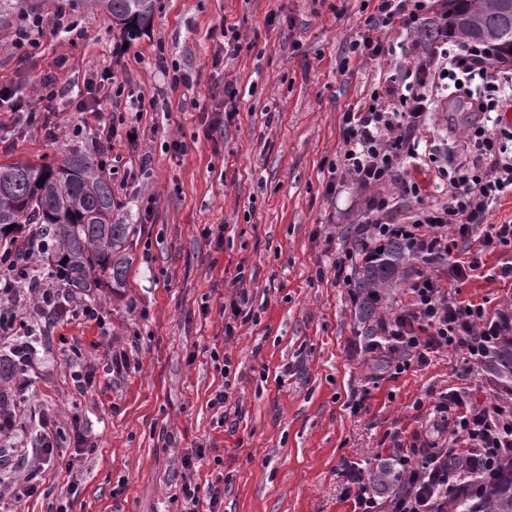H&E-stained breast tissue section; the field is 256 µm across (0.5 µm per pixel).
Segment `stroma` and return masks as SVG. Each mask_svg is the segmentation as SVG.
<instances>
[{
    "instance_id": "obj_1",
    "label": "stroma",
    "mask_w": 512,
    "mask_h": 512,
    "mask_svg": "<svg viewBox=\"0 0 512 512\" xmlns=\"http://www.w3.org/2000/svg\"><path fill=\"white\" fill-rule=\"evenodd\" d=\"M373 11V0H156L151 28L128 42L102 7L70 0L83 38L44 35L41 54L24 66L11 49L12 26L0 29V81L18 95L35 97L52 71L62 85L83 86L117 62L132 89L156 100L123 113L137 141H112L117 217L132 227L127 286L117 295L90 289L100 321L58 325L38 342L27 373L26 416L66 430L79 419L96 450L62 447L42 476L44 495L15 503V512L61 503L68 512H180L182 459L199 444L195 479L223 488V512H352L342 461L372 471L395 446L421 445L453 424L435 410L449 390L471 389L480 404L512 396L486 366L464 374L452 348L401 374L363 353L369 330L408 303V285L384 292L375 320L363 324L333 278L372 194L350 186L333 196L326 182L343 112L378 80L376 62L348 56ZM223 25L242 37L236 55L213 33ZM160 51L193 85L175 88L159 74ZM466 99L456 92L429 117L425 139L449 147L440 161L472 159ZM202 110L216 132L200 126ZM39 117L57 138L0 117V163L96 155L90 114L61 98ZM176 140L186 152H173ZM140 164L142 177L123 178ZM510 261L512 247H503L482 254L466 280H451L444 264L435 272L487 316L512 315V278L501 276ZM241 263L253 272L245 283L251 318L228 339L219 309L235 294ZM214 349L228 352L237 376L221 410L209 406L224 384ZM116 354L128 368L113 370ZM76 370L93 375L86 393L74 386Z\"/></svg>"
}]
</instances>
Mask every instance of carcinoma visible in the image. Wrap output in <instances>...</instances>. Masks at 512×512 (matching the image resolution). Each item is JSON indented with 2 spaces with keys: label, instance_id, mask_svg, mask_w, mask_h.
Instances as JSON below:
<instances>
[{
  "label": "carcinoma",
  "instance_id": "obj_1",
  "mask_svg": "<svg viewBox=\"0 0 512 512\" xmlns=\"http://www.w3.org/2000/svg\"><path fill=\"white\" fill-rule=\"evenodd\" d=\"M448 15L420 30L421 42L433 44L446 29L448 36L491 47L495 59L512 63V0H447ZM112 22L133 38L153 24L155 0H103ZM136 26H131V23ZM44 183H38V180ZM117 207L112 181L95 158L74 154L60 166L29 162L0 164V241L10 244L7 227L34 224L44 248L56 257L54 273L71 288H86L101 280L112 293L126 287L130 255V225L114 219ZM411 270L410 251L393 240L356 269L351 283L360 319L370 320L378 298ZM490 369L501 383L512 384V342L496 351ZM448 512H512V460L497 479L474 498H455Z\"/></svg>",
  "mask_w": 512,
  "mask_h": 512
}]
</instances>
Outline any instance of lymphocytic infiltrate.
Wrapping results in <instances>:
<instances>
[{
	"label": "lymphocytic infiltrate",
	"mask_w": 512,
	"mask_h": 512,
	"mask_svg": "<svg viewBox=\"0 0 512 512\" xmlns=\"http://www.w3.org/2000/svg\"><path fill=\"white\" fill-rule=\"evenodd\" d=\"M424 8V0H376L367 33L351 44L350 53L385 60L387 36L418 30ZM47 32L76 39L83 35L66 11L22 13L12 41L19 61L30 58ZM450 81L470 88L471 107L480 117L474 127L470 166H438L437 176L448 187L447 203L417 208L401 224L388 222L386 196L370 197L365 223L352 227L353 248L338 255L332 265L337 283L350 285L354 260L368 256L373 244L392 238L403 240L427 263H446L449 275L458 281L479 266L475 256L465 265L458 261L459 244L475 240L484 252L512 245V221H488L492 203L512 193V151L502 145L503 139H512V127L503 126L500 117L512 106L505 94L512 87V69L495 68L491 50L479 43L445 39L417 61L381 71L368 100L342 114L341 146L329 164L326 189L334 193L348 183L360 188L391 185L399 196L419 198L420 185L400 177L398 171L403 164L417 162L420 134ZM103 97L111 98L116 107L129 100L139 111L146 101L144 92L129 90L117 70L108 68L77 94L75 108L89 111ZM41 252L34 234L22 245L0 250V343L9 342L11 353L27 366L37 353L35 333H47L64 321L74 297L72 289L58 286L54 272L42 267ZM408 290V305L384 321L366 345L368 352L385 354L396 372L426 365L432 353L448 348L462 351L466 368H474L512 332L511 317L487 319L482 306L455 300L434 272L419 273ZM14 387L17 399L0 404V436L15 440L12 447L0 448V512L7 502L40 494V476L55 462L60 448L56 421L43 418L37 429H29L22 419L28 386L18 381ZM437 409L455 415L447 444L434 441L419 448L394 449L385 462L399 483L391 495L379 497L363 468L341 462L339 475L354 503L353 512H448L450 496L491 482L503 461L512 458L511 403L497 399L479 405L470 392L451 390L441 396ZM22 451L30 452L33 464L26 475L17 477L13 458ZM202 457L198 450L183 459L181 512H220V489L200 488L192 476Z\"/></svg>",
	"instance_id": "f902f5d3"
}]
</instances>
